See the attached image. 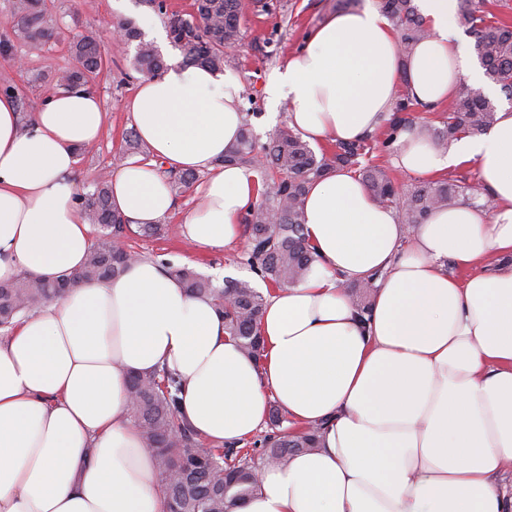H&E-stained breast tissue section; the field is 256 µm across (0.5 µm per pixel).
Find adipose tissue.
I'll return each instance as SVG.
<instances>
[{
  "instance_id": "1",
  "label": "adipose tissue",
  "mask_w": 512,
  "mask_h": 512,
  "mask_svg": "<svg viewBox=\"0 0 512 512\" xmlns=\"http://www.w3.org/2000/svg\"><path fill=\"white\" fill-rule=\"evenodd\" d=\"M430 30L410 57L373 6L330 15L267 87L288 101L306 141L377 132L397 89L438 105L461 84L485 88L459 43L455 0H419ZM231 77L169 62L125 103L153 158L112 175V203L134 224L175 206L166 170L205 174L187 213L192 245H237L257 198L253 172L223 164L246 114ZM106 112L64 87L22 128L0 95V281L77 270L91 226L76 202L77 149ZM395 164L431 178L469 164L489 206L457 203L406 231L359 175L313 181L306 278L266 300L262 362L248 358L209 300L142 258L22 318L0 339V512H166L164 483L128 411L129 374L165 368L182 382L179 414L216 445L241 446L276 400L320 447L261 470V490L231 512H512V110L480 135L435 147L410 129ZM368 285L360 313L344 290Z\"/></svg>"
}]
</instances>
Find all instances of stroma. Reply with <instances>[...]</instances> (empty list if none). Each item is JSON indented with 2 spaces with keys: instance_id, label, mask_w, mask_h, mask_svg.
Masks as SVG:
<instances>
[{
  "instance_id": "35a3bbf8",
  "label": "stroma",
  "mask_w": 512,
  "mask_h": 512,
  "mask_svg": "<svg viewBox=\"0 0 512 512\" xmlns=\"http://www.w3.org/2000/svg\"><path fill=\"white\" fill-rule=\"evenodd\" d=\"M284 8L268 15L245 6L240 27L243 45L224 65L226 74L242 87L247 101L246 112L259 141H267L278 129L286 126V107L271 111L264 93L267 83L283 66L289 53L301 48L307 32L319 24L328 11L323 0H282ZM14 0H0V94L11 93L17 109L34 116L43 100L58 90L57 74L70 69L74 60L69 46L78 35L89 31H105L114 22L133 18L144 35L161 31L155 44L166 60L180 58L181 51L166 36L167 19L140 0H46L52 13L53 37L40 49H30L13 24ZM277 40L273 57H265L262 47L266 39ZM134 46L121 41L103 43V72L91 84L104 103L106 128L92 153L81 155L73 179L84 187L105 171L120 168L114 156L126 134L133 129L132 116L124 109L141 78L133 68ZM174 216L168 217L157 236H136L131 246L146 258L162 257L178 264H187L210 277L214 283L224 278H247L251 272L242 264V248L202 250L191 246L180 233V216L198 209L200 194L191 188L176 196Z\"/></svg>"
}]
</instances>
